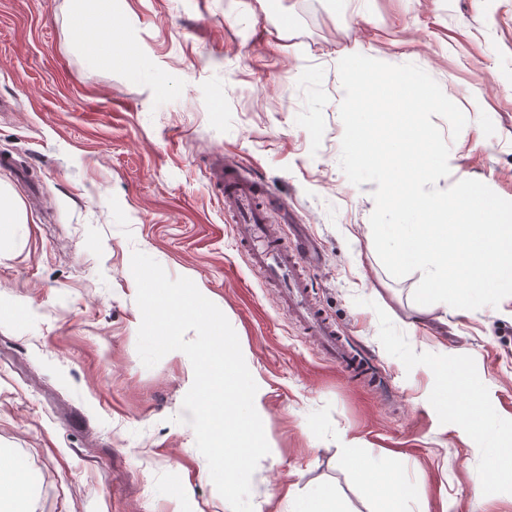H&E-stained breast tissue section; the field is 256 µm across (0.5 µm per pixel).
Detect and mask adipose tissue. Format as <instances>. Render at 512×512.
I'll return each instance as SVG.
<instances>
[{"instance_id":"ef3b65f1","label":"adipose tissue","mask_w":512,"mask_h":512,"mask_svg":"<svg viewBox=\"0 0 512 512\" xmlns=\"http://www.w3.org/2000/svg\"><path fill=\"white\" fill-rule=\"evenodd\" d=\"M74 28L90 35L92 49L85 62L96 68L111 64L117 58H127V47L117 38L112 18V0H75ZM31 478L25 464L18 459L0 460V503L21 506L29 496Z\"/></svg>"}]
</instances>
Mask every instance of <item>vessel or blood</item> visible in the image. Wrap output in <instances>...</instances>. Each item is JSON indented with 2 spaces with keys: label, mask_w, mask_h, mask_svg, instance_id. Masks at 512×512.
Returning <instances> with one entry per match:
<instances>
[{
  "label": "vessel or blood",
  "mask_w": 512,
  "mask_h": 512,
  "mask_svg": "<svg viewBox=\"0 0 512 512\" xmlns=\"http://www.w3.org/2000/svg\"><path fill=\"white\" fill-rule=\"evenodd\" d=\"M209 181L218 185L225 210L234 215L236 234L250 268L278 284L284 307L307 335L314 337L327 359L358 381H369L374 375L370 363L345 342L335 322L317 306L305 279L306 269L322 260L317 241L299 224L292 225L290 239H282L280 225L271 223L267 210L256 205L259 183L238 167L225 164L223 156L212 160Z\"/></svg>",
  "instance_id": "b4317fda"
}]
</instances>
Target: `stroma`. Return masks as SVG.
I'll list each match as a JSON object with an SVG mask.
<instances>
[{"instance_id": "stroma-1", "label": "stroma", "mask_w": 512, "mask_h": 512, "mask_svg": "<svg viewBox=\"0 0 512 512\" xmlns=\"http://www.w3.org/2000/svg\"><path fill=\"white\" fill-rule=\"evenodd\" d=\"M72 6L0 0V156L17 162L0 184L24 213L0 226V456L25 462L28 512H231L175 421L190 359L139 358L136 250L208 288L265 385L253 508L292 486L380 512L347 437L396 477L403 512H512V306L421 314V272L388 273L377 185L339 165L338 72L358 44L422 68L467 118L438 189L475 179L512 201V0H116L156 82L88 67ZM218 154L320 241L306 279L375 382L323 357L250 270L208 180Z\"/></svg>"}]
</instances>
